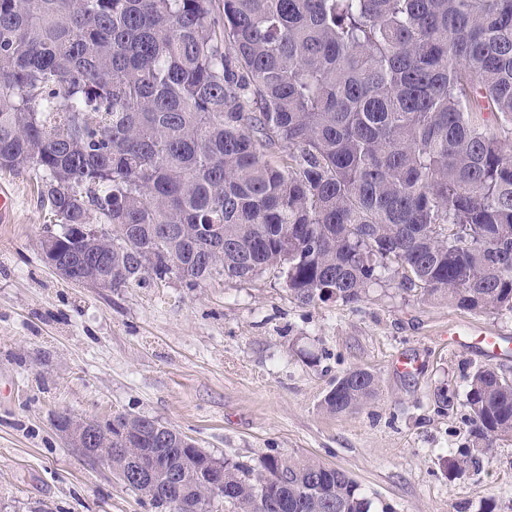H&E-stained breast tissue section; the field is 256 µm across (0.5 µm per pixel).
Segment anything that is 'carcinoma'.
Here are the masks:
<instances>
[{
	"label": "carcinoma",
	"instance_id": "obj_1",
	"mask_svg": "<svg viewBox=\"0 0 512 512\" xmlns=\"http://www.w3.org/2000/svg\"><path fill=\"white\" fill-rule=\"evenodd\" d=\"M42 172L60 263L126 287L266 271L291 296L356 304L383 278L475 315L512 313V0H0V169ZM102 225L95 246L74 224ZM355 368L322 406L357 408ZM477 443L512 436V380L480 368ZM118 413L95 447L155 512H371L343 470L257 465Z\"/></svg>",
	"mask_w": 512,
	"mask_h": 512
}]
</instances>
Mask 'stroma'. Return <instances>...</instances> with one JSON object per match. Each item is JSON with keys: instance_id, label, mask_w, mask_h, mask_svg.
I'll use <instances>...</instances> for the list:
<instances>
[{"instance_id": "stroma-1", "label": "stroma", "mask_w": 512, "mask_h": 512, "mask_svg": "<svg viewBox=\"0 0 512 512\" xmlns=\"http://www.w3.org/2000/svg\"><path fill=\"white\" fill-rule=\"evenodd\" d=\"M41 173L0 170L14 221L0 223V512H152L138 494L70 447L62 414L144 415L215 456H310L358 482L377 512H512V437L476 470L446 460L471 446L468 384L499 358L452 349V321L512 342V313L478 316L400 293L392 281L351 305H304L275 273L94 288L59 277L41 241L55 231ZM414 359L412 371L395 365ZM375 374L376 396L334 414L336 378ZM447 402H440V391Z\"/></svg>"}]
</instances>
